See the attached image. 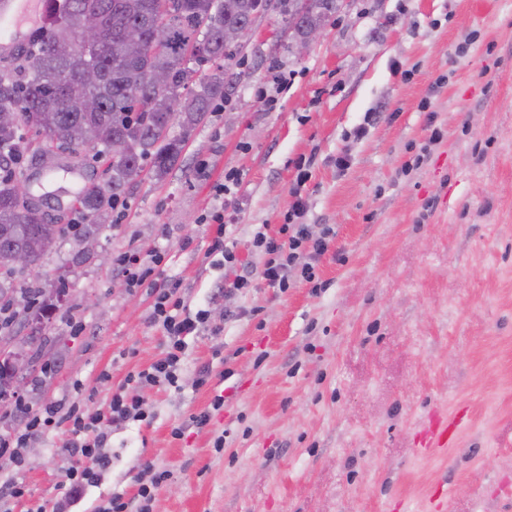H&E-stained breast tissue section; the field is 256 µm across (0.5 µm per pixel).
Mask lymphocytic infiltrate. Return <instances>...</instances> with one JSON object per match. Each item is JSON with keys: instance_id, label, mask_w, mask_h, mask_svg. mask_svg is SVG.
<instances>
[{"instance_id": "1", "label": "lymphocytic infiltrate", "mask_w": 512, "mask_h": 512, "mask_svg": "<svg viewBox=\"0 0 512 512\" xmlns=\"http://www.w3.org/2000/svg\"><path fill=\"white\" fill-rule=\"evenodd\" d=\"M292 205L276 235L257 231L254 247L266 256L261 267L243 270L242 274L224 285V291L235 294L252 287L254 281L263 280L270 286L287 290L294 278L311 283L316 279V265L325 256L336 236L331 226L313 232L303 224L304 204L299 189H292ZM161 251L141 254L130 250L121 254L117 264L127 287H149L154 297L151 321L166 338V350L162 358L148 369L130 375L129 380L139 387L137 395L114 392L107 410H92L79 403L63 398L44 405L33 413H25L24 428L0 440V446L11 449L13 455H21L31 439L60 425H67L69 437L61 452L70 460L65 479L61 483L62 505L78 503L87 488L95 483L101 471L110 466L108 453V429L128 421H142L147 417V401L144 389L166 385L177 386L182 362L186 354L187 339L209 330L207 311H190L179 293L178 284L155 281L153 274L165 260ZM169 476L168 471L155 472L149 483L141 485L136 496L127 499L113 494L97 506L96 512H151L154 491Z\"/></svg>"}]
</instances>
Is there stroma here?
<instances>
[{
  "mask_svg": "<svg viewBox=\"0 0 512 512\" xmlns=\"http://www.w3.org/2000/svg\"><path fill=\"white\" fill-rule=\"evenodd\" d=\"M326 26L300 57L281 15L258 20L233 94L186 136L178 166L160 182L142 171L111 211L108 260L70 268L67 237L35 272L51 290L70 271L41 330L54 363L25 377L0 434L62 397L106 409L162 357L152 296L115 264L130 248L166 251L156 279L180 282L219 329L189 339L181 388L149 390L148 418L112 430V464L79 512L136 494L150 463L169 472L151 512H512V0H347ZM369 112L379 118L357 137ZM231 173L235 259L215 268L200 218ZM297 182L303 223L336 231L316 268L324 289L221 293L262 265L254 232H277ZM218 394L206 426L173 436ZM435 414L463 421L448 447L419 453ZM66 438L48 431L20 463L0 454V477L25 487L12 512L55 500Z\"/></svg>",
  "mask_w": 512,
  "mask_h": 512,
  "instance_id": "35a3bbf8",
  "label": "stroma"
}]
</instances>
